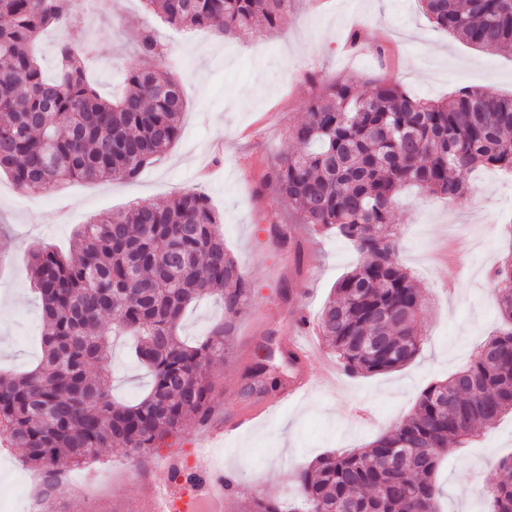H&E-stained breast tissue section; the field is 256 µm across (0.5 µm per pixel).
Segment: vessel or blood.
<instances>
[{"instance_id": "obj_1", "label": "vessel or blood", "mask_w": 512, "mask_h": 512, "mask_svg": "<svg viewBox=\"0 0 512 512\" xmlns=\"http://www.w3.org/2000/svg\"><path fill=\"white\" fill-rule=\"evenodd\" d=\"M308 321L296 318L288 338V351L300 363H312L320 358V351L310 341L306 330ZM254 415L235 417L208 427L197 436L198 447L217 448L225 434L241 431L253 424ZM154 477L141 488L144 512H224V473L222 470L196 469V483H188L175 476L170 460L153 467Z\"/></svg>"}]
</instances>
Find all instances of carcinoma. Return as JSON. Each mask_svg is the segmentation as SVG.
<instances>
[{
	"label": "carcinoma",
	"instance_id": "carcinoma-1",
	"mask_svg": "<svg viewBox=\"0 0 512 512\" xmlns=\"http://www.w3.org/2000/svg\"><path fill=\"white\" fill-rule=\"evenodd\" d=\"M73 0H0V174L20 190H49L72 179L135 180L177 142L186 102L165 65L167 50L137 33L148 67L132 68L124 92L105 98L86 77V55L57 49L48 77L32 46L72 18ZM177 28L242 37L276 29L288 0H145ZM428 19L479 49L512 46V0H421ZM369 96L344 78L308 106L294 127L297 151L266 176L299 223L352 243L361 262L337 281L319 335L348 375L399 369L418 354L423 297L395 258L391 215L408 186L450 200L469 191L460 170H512V96L463 89L448 102L417 99L385 77ZM222 220L200 189L162 204L81 225L69 251L34 245L31 281L45 323L42 359L32 370L0 373V428L24 461L58 472L119 444L148 458L171 436L212 412L208 367L226 358L234 320L253 286L228 252ZM512 255L496 270L506 328L487 338L448 381L423 390L408 420L367 448L327 453L296 473L306 512H442L436 475L452 444H466L512 412ZM224 304V325L200 343L179 335L185 311L202 296ZM133 338L132 354L150 379L136 404L113 401L103 370L112 338ZM491 512H512V457L489 488ZM247 512H282L254 496Z\"/></svg>",
	"mask_w": 512,
	"mask_h": 512
}]
</instances>
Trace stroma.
I'll use <instances>...</instances> for the list:
<instances>
[{
	"label": "stroma",
	"instance_id": "obj_1",
	"mask_svg": "<svg viewBox=\"0 0 512 512\" xmlns=\"http://www.w3.org/2000/svg\"><path fill=\"white\" fill-rule=\"evenodd\" d=\"M155 30L172 45L169 59L182 83L187 108L178 142L138 179L73 181L44 193H28L0 175V366L27 369L41 355L39 301L25 260L29 244L67 247L73 230L103 215L122 213L133 202L161 203L181 189L202 188L223 220L224 241L254 292L236 319L228 358L211 365L213 415L248 414L263 402L250 374L268 351L280 389L299 375L314 385L246 432L224 439L223 468L233 476L238 497L260 494L288 502L297 496L295 473L317 456L367 446L413 413L420 392L463 366L500 325L493 272L512 253V190L491 169L462 172L474 190L455 200L412 191L392 214L400 238L396 258L414 277L426 299L424 341L404 367L348 377L337 373L331 388L318 386L321 367L336 366L322 348V366L301 367L284 348L290 323L308 293L310 318H317L339 279L360 261L348 241L297 226L287 201L256 184L281 155L295 151L292 129L311 100L336 79L354 77L360 93L378 73L410 94L447 100L464 87L512 96V47L487 52L431 26L418 0H289L274 32L220 39L206 29L170 28L144 0H75L70 21L49 27L35 51L46 75H53L57 46L81 48L95 41L98 53L88 78L101 95L120 89L126 70L144 65L133 34ZM359 32V45L350 35ZM384 43L385 58L374 46ZM295 235L278 243L275 231ZM224 320L221 303L201 300L186 313L181 333L199 341ZM112 394L132 401L149 380L117 347L106 369ZM372 415L360 422L353 407ZM512 456V413L484 437L449 456L438 474L447 512H489L487 490L500 460ZM144 461L113 448L73 468L78 482L93 478L90 490L55 493L43 512H142L137 475Z\"/></svg>",
	"mask_w": 512,
	"mask_h": 512
}]
</instances>
